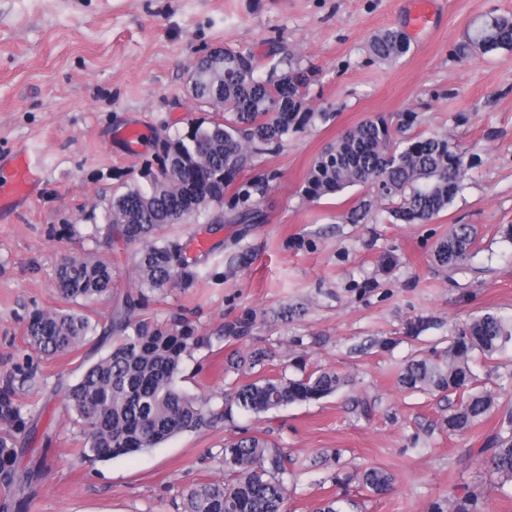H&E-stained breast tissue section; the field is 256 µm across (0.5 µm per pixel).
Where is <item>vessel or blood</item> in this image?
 Here are the masks:
<instances>
[{
  "instance_id": "1",
  "label": "vessel or blood",
  "mask_w": 512,
  "mask_h": 512,
  "mask_svg": "<svg viewBox=\"0 0 512 512\" xmlns=\"http://www.w3.org/2000/svg\"><path fill=\"white\" fill-rule=\"evenodd\" d=\"M437 0H413L410 20L415 28H429L436 13ZM47 174L44 160L29 147H21L10 155L7 168L0 169V210L29 200Z\"/></svg>"
}]
</instances>
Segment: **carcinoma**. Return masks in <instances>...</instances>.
<instances>
[{
    "label": "carcinoma",
    "instance_id": "cac0c4a2",
    "mask_svg": "<svg viewBox=\"0 0 512 512\" xmlns=\"http://www.w3.org/2000/svg\"><path fill=\"white\" fill-rule=\"evenodd\" d=\"M371 54L392 62L411 52L409 37L386 29L369 41ZM512 51V16H489L474 26L454 54L461 60L494 51ZM257 57L250 51L224 48L222 82L191 76L194 97L206 104L223 100L219 118L204 125L191 121L187 131L156 139L152 157L140 172L143 183L112 192L104 218L112 243L139 244L133 257L138 292L128 294L100 324L81 311L94 298L112 291L119 274L112 265L89 252L64 260L56 275L65 307L35 312L26 328L28 343L46 357L70 354L98 339L111 342L109 352L87 365L77 381L63 388L66 405L75 412L82 446L80 457L105 461L154 448L186 431L199 430L219 415L209 398H197L181 386L184 358L202 347L185 321L161 322L143 313L146 292L172 280L190 283L197 276L196 262L188 259L178 240L165 236L177 224L202 210L224 204L232 190L229 209L248 222L259 217V196L266 185L236 182L249 158L270 144H279L298 124L314 113L304 107L300 89L309 70L290 55L271 65L283 70L276 83L255 77ZM416 117L410 112L394 128L384 117L368 119L328 144L306 175L302 195L311 202L362 186L372 196L362 199L344 215L359 223L374 204L388 203L395 222H427L446 210L462 189L464 159L442 135H408ZM475 232L456 225L433 254L443 269L460 265L471 253ZM512 345V320L485 313L459 329L448 344L445 360L409 361L399 381L409 390L450 393L457 403L444 418L454 434L479 425L495 404L492 392L470 369L471 354L491 357ZM268 354L253 350L237 356L235 369L251 379L237 388L231 404L253 414L284 405L318 401L334 394L346 378L333 370L302 373L297 378L263 373ZM11 384L0 388V512H23L41 475V461L16 445V435H32L35 427L22 416ZM484 468L512 483V412L505 414L494 435L477 450ZM288 458L260 436L224 444L222 481L192 487L183 494V512H288ZM362 488L375 495L386 493L392 476L379 467H367L358 477ZM475 489L448 495V512H484Z\"/></svg>",
    "mask_w": 512,
    "mask_h": 512
}]
</instances>
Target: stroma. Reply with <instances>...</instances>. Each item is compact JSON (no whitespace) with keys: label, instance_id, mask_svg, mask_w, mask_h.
Returning <instances> with one entry per match:
<instances>
[{"label":"stroma","instance_id":"stroma-1","mask_svg":"<svg viewBox=\"0 0 512 512\" xmlns=\"http://www.w3.org/2000/svg\"><path fill=\"white\" fill-rule=\"evenodd\" d=\"M409 0H0V158L28 144L48 162L34 201L0 214V387L12 384L25 410L55 439L27 512H179L184 492L224 478V443L250 435L285 449L289 512H314L332 497L358 512H436L449 493L481 492L486 512H512V483L491 476L470 451L482 447L512 410V348L473 353L474 375L496 396L470 432L442 421L454 396L412 392L399 382L411 359L441 361L448 340L487 312L512 317V53L458 60L453 48L488 15H512V0H442L432 28L411 33L398 61L374 59L373 34L407 29ZM230 46L292 54L312 71L304 102L317 118L254 157L243 179L269 190L257 223H236L210 207L170 225L190 245L198 275L150 295L148 315L182 318L206 340L183 364V389L221 397L246 381L230 369L236 352L269 353L265 372L300 376L335 370L351 383L335 395L232 418L109 461L76 459L81 434L61 386L81 374V353L54 358L32 350L34 311L61 308L56 269L96 252L119 269L112 293L90 302L108 315L134 290L132 247L106 239L100 203L134 184L157 135L210 121L190 76L204 50ZM418 116L416 132L439 133L463 154V187L425 224H392L386 214L347 224L341 216L366 196L351 187L318 202L303 199L306 174L323 148L362 120ZM143 130L137 147L122 137ZM477 237L468 259L443 269L437 243L454 225ZM231 326L242 337L227 336ZM32 369L25 380L18 366ZM367 466L393 477L375 496L351 478Z\"/></svg>","mask_w":512,"mask_h":512}]
</instances>
